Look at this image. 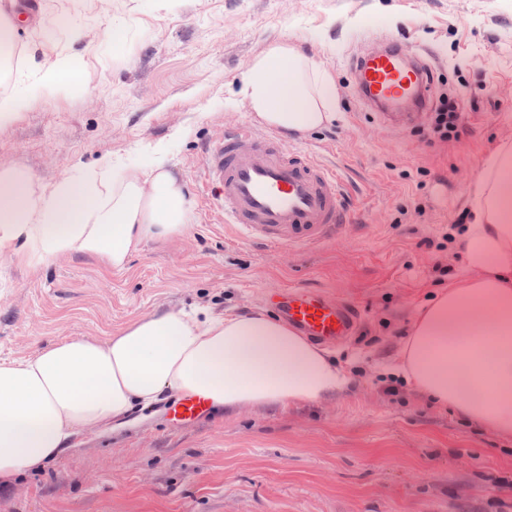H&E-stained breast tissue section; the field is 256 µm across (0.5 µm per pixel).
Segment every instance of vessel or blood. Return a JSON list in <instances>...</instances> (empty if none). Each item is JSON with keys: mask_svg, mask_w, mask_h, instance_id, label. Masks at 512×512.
<instances>
[{"mask_svg": "<svg viewBox=\"0 0 512 512\" xmlns=\"http://www.w3.org/2000/svg\"><path fill=\"white\" fill-rule=\"evenodd\" d=\"M359 97L383 123L410 119L428 109L430 75L414 48L390 42L356 61ZM213 198L228 223L240 226L247 241L270 248L322 244L335 240L344 216L343 185L335 169L308 155L289 154L277 135L255 139L243 124L225 128L202 152ZM276 308L303 335L321 344L353 336L355 312L317 290L284 288ZM209 409L207 400H180L173 414L194 421Z\"/></svg>", "mask_w": 512, "mask_h": 512, "instance_id": "b4317fda", "label": "vessel or blood"}]
</instances>
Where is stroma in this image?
<instances>
[{"mask_svg": "<svg viewBox=\"0 0 512 512\" xmlns=\"http://www.w3.org/2000/svg\"><path fill=\"white\" fill-rule=\"evenodd\" d=\"M33 2L0 103L59 52L75 81L0 125V167L56 183L169 143L192 220L121 271L84 254L36 267L1 257L0 362L156 310L264 311L290 285L353 303L360 321L330 349L354 379L347 396L179 424L159 402L1 489L0 512H512V440L386 372L426 296L466 270L449 232L485 159L512 146V0H112L106 17L97 0ZM285 38L335 80L336 122L287 147L342 175L346 221L321 246L271 250L211 208L202 147L225 126H253L236 76ZM391 40L431 67L433 106L458 102L459 137L430 136V110L392 128L360 102L354 63Z\"/></svg>", "mask_w": 512, "mask_h": 512, "instance_id": "1", "label": "stroma"}]
</instances>
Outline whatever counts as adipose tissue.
Listing matches in <instances>:
<instances>
[{"mask_svg": "<svg viewBox=\"0 0 512 512\" xmlns=\"http://www.w3.org/2000/svg\"><path fill=\"white\" fill-rule=\"evenodd\" d=\"M69 58L24 80L16 107L69 87ZM254 123L296 139L331 124L332 75L281 40L238 75ZM171 146L114 172L111 160L80 180L50 185L0 170V257L44 264L86 254L121 270L147 239L189 228L190 204ZM459 235L468 273L421 308L393 373L436 405L512 439V148L486 161ZM349 372L282 320L262 312L161 310L103 338L70 337L0 362V488L47 468L88 431L117 432L164 393L200 395L228 413L343 396Z\"/></svg>", "mask_w": 512, "mask_h": 512, "instance_id": "adipose-tissue-1", "label": "adipose tissue"}]
</instances>
